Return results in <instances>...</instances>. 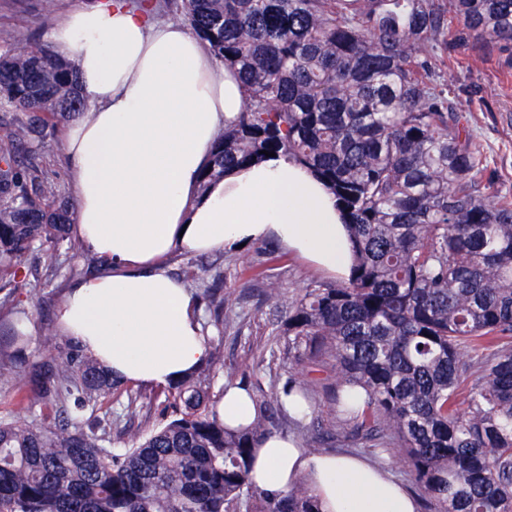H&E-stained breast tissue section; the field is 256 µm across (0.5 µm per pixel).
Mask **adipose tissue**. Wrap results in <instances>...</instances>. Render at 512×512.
<instances>
[{
    "label": "adipose tissue",
    "instance_id": "ef3b65f1",
    "mask_svg": "<svg viewBox=\"0 0 512 512\" xmlns=\"http://www.w3.org/2000/svg\"><path fill=\"white\" fill-rule=\"evenodd\" d=\"M87 110L63 130L75 200L73 224L103 262L71 285L57 310L62 335L113 378L169 387L207 363L198 303L165 263L272 238L329 274L349 277V232L335 197L307 169L275 155L203 183L214 139L244 103L237 71L218 66L189 29L157 21L149 6L98 0L51 31ZM218 411L249 428L254 404L239 385ZM271 494L307 482L321 512H417L387 471L354 455L308 454L295 437L263 438L250 471Z\"/></svg>",
    "mask_w": 512,
    "mask_h": 512
}]
</instances>
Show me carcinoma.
<instances>
[{
    "label": "carcinoma",
    "instance_id": "carcinoma-1",
    "mask_svg": "<svg viewBox=\"0 0 512 512\" xmlns=\"http://www.w3.org/2000/svg\"><path fill=\"white\" fill-rule=\"evenodd\" d=\"M455 34L512 49V0H181L215 58L234 68L245 103L214 141L202 184L266 150L311 168L349 217L346 280L313 281L286 312L298 364L333 361L335 400L356 445L409 461L432 512H512V197L477 180L481 158L437 63ZM0 310L12 307L33 248L62 250L73 199L32 156L45 129L85 111L74 70L41 43L0 52ZM224 328L232 294L204 288ZM23 334L0 350V386L21 382ZM215 358L163 389L179 417L114 453L84 410L118 381L68 342L24 396L44 413L0 418V512H320L299 483L254 486L257 440L289 421L306 383L249 390L256 418L224 426L210 391Z\"/></svg>",
    "mask_w": 512,
    "mask_h": 512
}]
</instances>
